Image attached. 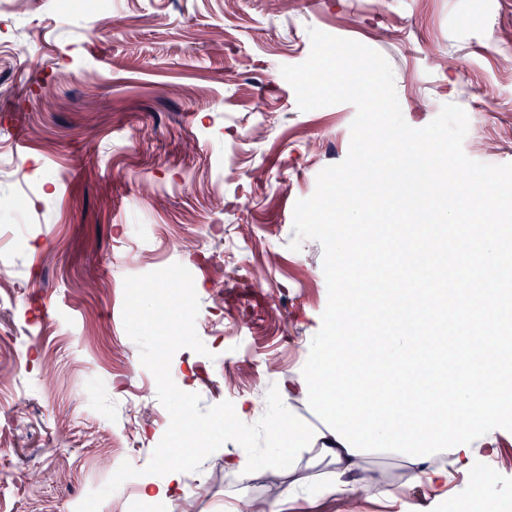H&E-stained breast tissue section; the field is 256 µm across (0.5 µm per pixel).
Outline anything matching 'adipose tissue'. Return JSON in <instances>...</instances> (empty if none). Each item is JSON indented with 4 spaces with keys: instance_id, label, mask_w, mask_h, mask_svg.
<instances>
[{
    "instance_id": "ef3b65f1",
    "label": "adipose tissue",
    "mask_w": 512,
    "mask_h": 512,
    "mask_svg": "<svg viewBox=\"0 0 512 512\" xmlns=\"http://www.w3.org/2000/svg\"><path fill=\"white\" fill-rule=\"evenodd\" d=\"M275 425L272 444L276 454H283L287 450L312 451L316 456L327 459L332 465L331 477L321 485V496L343 495L353 499L360 492L366 491L378 499L394 500L393 486L365 467L364 456L348 454L346 448L329 431L312 433L280 418L276 419ZM502 439V434L496 433L485 440L474 441L469 452H477L483 457L498 458ZM469 452L442 453L433 456L429 461L408 465L407 486H423L434 495H442L458 469L469 464Z\"/></svg>"
}]
</instances>
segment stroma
<instances>
[{"mask_svg":"<svg viewBox=\"0 0 512 512\" xmlns=\"http://www.w3.org/2000/svg\"><path fill=\"white\" fill-rule=\"evenodd\" d=\"M0 10V512H73L122 462L144 468L170 417L127 336L124 279L175 263L193 275L208 349L170 373L200 409L287 389L328 300L323 249L299 250L293 213L349 151L352 104L300 110L280 68L304 62L309 28L389 61L404 120L447 104L472 130L465 154L512 163V0L483 30L457 18L476 0H59ZM109 26L111 37H94ZM224 444L185 473L195 492L166 512H399L366 498L315 500L330 476L310 453L243 479ZM297 481L287 495L289 481Z\"/></svg>","mask_w":512,"mask_h":512,"instance_id":"obj_1","label":"stroma"}]
</instances>
